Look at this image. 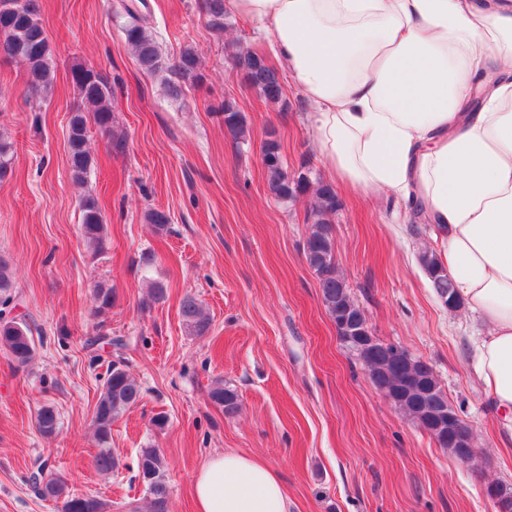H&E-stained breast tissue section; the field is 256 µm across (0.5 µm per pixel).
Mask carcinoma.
Wrapping results in <instances>:
<instances>
[{"label": "carcinoma", "mask_w": 512, "mask_h": 512, "mask_svg": "<svg viewBox=\"0 0 512 512\" xmlns=\"http://www.w3.org/2000/svg\"><path fill=\"white\" fill-rule=\"evenodd\" d=\"M15 0H0V51L11 58H17L27 66L29 91L45 96L51 90L55 75L51 64L50 43L39 18L38 0H21L19 8H13ZM200 9L207 19V27L215 32H224L228 14L224 0H202ZM124 15L121 26L125 44L128 46L140 69L148 74L165 72L167 91L173 98L180 97L185 87L203 81L201 63L197 51L184 48L175 58H165L154 39L147 19L143 17L134 0H120L115 16ZM234 66L241 81L255 89L268 102H277L283 95L284 78L281 72L267 59L251 51L233 55ZM81 104L72 112L68 129V163L71 178L77 183L86 181L93 164L88 148L90 126L111 136L112 149L124 152L125 139L112 135L113 117L110 100L112 88L98 73L84 67H76L71 73ZM220 111L224 128L235 139L247 141L246 116L235 105L225 102ZM263 167L266 172L270 194L283 203H295L311 193L314 208L306 215L310 232L304 252L309 260L319 265V286L325 309L344 312L356 310L358 306L351 299L344 280L336 270L334 256L333 216L336 214V189L333 185L318 180L313 182L305 173L289 176L286 174L281 146L274 134L261 146ZM13 146L0 134V180L11 169ZM80 234L86 245L94 251H101L106 244L104 216L96 199L88 194L80 201ZM145 220L159 232L171 223L170 213L161 209L146 212ZM421 263L428 273L431 286L439 298L454 290L448 270L434 252L421 256ZM8 264L0 259V316L8 311L14 298ZM116 300L113 288L104 284L93 290V301L98 313L112 309ZM182 322L194 336H204L211 329V318L203 305L193 296L186 295L180 304ZM0 348L20 366L27 365L34 357L35 343L30 326L25 322H6L0 319ZM142 397V387L125 369L123 361L111 362L107 369L98 401L95 406L93 430L97 453L94 462L97 469L105 474L118 466L112 454V423L136 405ZM209 398L226 415L236 412L239 395L236 389L218 381L209 390ZM35 424L44 436L54 434L58 428V415L51 406L44 405L36 413ZM138 477L141 478L151 498L153 512H168L169 489L165 478V459L158 448L141 449L138 459ZM34 489L38 497L61 503V512H107V502L92 495L78 494L71 490L65 477L58 474L40 473L35 478ZM502 512H512V493L497 486L488 490Z\"/></svg>", "instance_id": "1"}]
</instances>
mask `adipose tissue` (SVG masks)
Returning <instances> with one entry per match:
<instances>
[{
    "mask_svg": "<svg viewBox=\"0 0 512 512\" xmlns=\"http://www.w3.org/2000/svg\"><path fill=\"white\" fill-rule=\"evenodd\" d=\"M273 39L333 182L422 202L486 328L483 390L512 437V0H230ZM196 512H289L277 471L227 451Z\"/></svg>",
    "mask_w": 512,
    "mask_h": 512,
    "instance_id": "obj_1",
    "label": "adipose tissue"
}]
</instances>
